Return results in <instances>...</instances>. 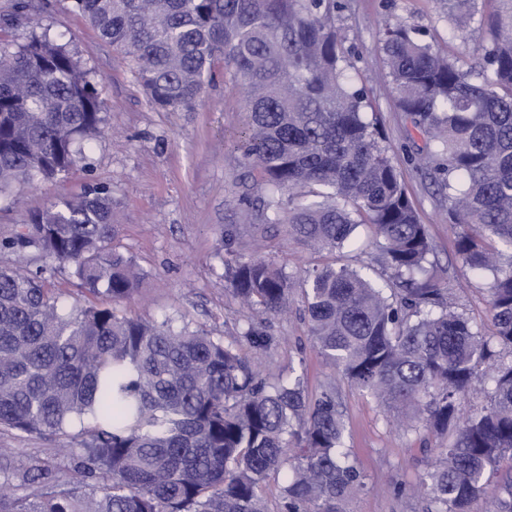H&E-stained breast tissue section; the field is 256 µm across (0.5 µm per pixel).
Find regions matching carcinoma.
Returning a JSON list of instances; mask_svg holds the SVG:
<instances>
[{"mask_svg":"<svg viewBox=\"0 0 512 512\" xmlns=\"http://www.w3.org/2000/svg\"><path fill=\"white\" fill-rule=\"evenodd\" d=\"M120 51L153 106L193 111L217 64L245 91L238 149L264 189L257 218L331 261L305 271V314L325 362L406 421L451 434L426 475L427 512H470L491 496L512 512V359L489 375L490 404H461L494 346L512 354V0L473 37L477 0H448L451 36L474 41L473 63L424 43L401 23L380 43L401 111L446 160L448 221L463 267L489 272L496 345L455 306L426 226L347 76L336 0H71ZM15 0L8 24L29 17ZM99 92L66 45L33 33L0 40V196L66 175L102 134ZM375 229L384 284L336 254ZM112 192L89 185L31 216L0 247V428L55 436L83 453L72 467L38 456L0 461V512H268L261 486L283 469L280 512H347L364 476L344 448L336 386L268 382L202 328L121 316L139 274L115 246ZM39 259L33 274L22 263ZM67 268L108 306L64 311L43 273ZM239 305L276 315L292 277L258 255L225 270ZM243 338L274 339L250 323Z\"/></svg>","mask_w":512,"mask_h":512,"instance_id":"carcinoma-1","label":"carcinoma"}]
</instances>
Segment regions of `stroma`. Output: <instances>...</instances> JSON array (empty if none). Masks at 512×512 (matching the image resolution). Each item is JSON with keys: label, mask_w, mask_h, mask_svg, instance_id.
Wrapping results in <instances>:
<instances>
[{"label": "stroma", "mask_w": 512, "mask_h": 512, "mask_svg": "<svg viewBox=\"0 0 512 512\" xmlns=\"http://www.w3.org/2000/svg\"><path fill=\"white\" fill-rule=\"evenodd\" d=\"M336 30L350 48V80L363 88L384 133L382 141L405 182L408 197L426 224L441 267L458 282V305L483 334L492 332L489 276L464 269L456 253V232L446 216L448 204L436 185L437 173L419 163L429 149L426 135L401 112L389 86L379 31L401 22L419 38L458 56H472L473 45L451 37L445 0H339ZM32 23L5 26L14 0H0V38L26 43L31 32L47 33L67 44L100 92L106 124L85 145L77 165L64 178L40 181L0 198V236L10 235L50 202L77 195L97 183L112 191V221L118 226V250L140 272L132 297L119 307L134 318L172 319L174 326H200L241 353L263 377L302 376L309 393L335 383L346 423V446L364 475L366 487L349 512H423L419 488L441 443L439 435L406 433L389 423L383 406L351 386L328 366L303 316L301 291L290 297V311L268 316L241 308L224 279V268L248 255L256 236H264L263 257L293 276L319 259L288 237L284 225L260 224L243 200V167L234 145L246 124L243 92L216 67L196 111L153 108L131 66L104 42L67 0H33ZM238 233L224 245V227ZM260 323L275 344L265 350L247 343L241 332ZM0 448L14 462L32 456L62 459L58 440L0 429Z\"/></svg>", "instance_id": "stroma-1"}]
</instances>
